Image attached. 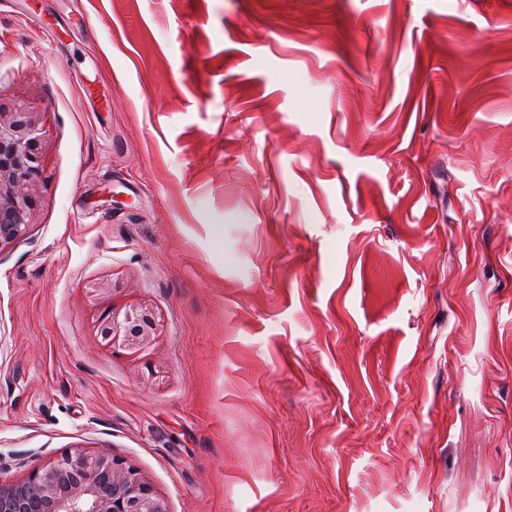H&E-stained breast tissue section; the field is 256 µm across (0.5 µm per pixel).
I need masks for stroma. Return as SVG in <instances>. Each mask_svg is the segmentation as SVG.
<instances>
[{"instance_id":"stroma-1","label":"stroma","mask_w":512,"mask_h":512,"mask_svg":"<svg viewBox=\"0 0 512 512\" xmlns=\"http://www.w3.org/2000/svg\"><path fill=\"white\" fill-rule=\"evenodd\" d=\"M17 108L0 479L78 447L169 512H512V0H0ZM143 302L151 346L102 341ZM41 115L0 109V252L26 237L35 225L42 154L35 136Z\"/></svg>"}]
</instances>
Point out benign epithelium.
<instances>
[{
	"instance_id": "obj_1",
	"label": "benign epithelium",
	"mask_w": 512,
	"mask_h": 512,
	"mask_svg": "<svg viewBox=\"0 0 512 512\" xmlns=\"http://www.w3.org/2000/svg\"><path fill=\"white\" fill-rule=\"evenodd\" d=\"M39 112L0 110V252L26 237L35 225L42 154L35 136ZM153 308L141 303L115 309L99 324L103 340L128 350L160 334ZM0 512H169L148 478L122 457L66 452L16 481L0 480Z\"/></svg>"
}]
</instances>
